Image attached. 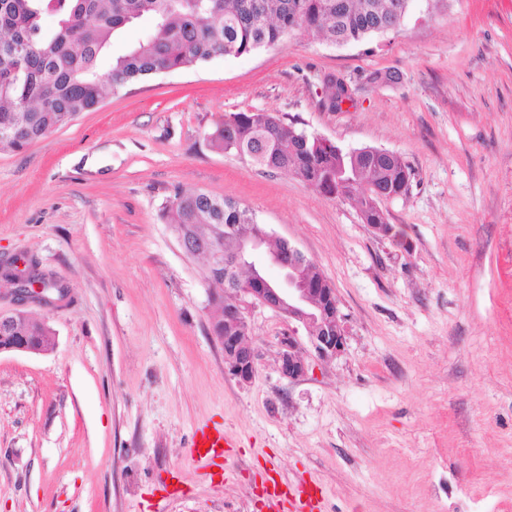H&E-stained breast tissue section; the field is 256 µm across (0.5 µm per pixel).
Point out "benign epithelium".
Segmentation results:
<instances>
[{
  "instance_id": "benign-epithelium-1",
  "label": "benign epithelium",
  "mask_w": 512,
  "mask_h": 512,
  "mask_svg": "<svg viewBox=\"0 0 512 512\" xmlns=\"http://www.w3.org/2000/svg\"><path fill=\"white\" fill-rule=\"evenodd\" d=\"M234 239V248L223 252L203 237L179 238L188 257L205 258L211 267L224 270V291L228 295L224 318L234 322L241 332L239 336L224 337L227 373L241 382L254 375L260 353L248 338L246 316L248 307L253 305L269 307L303 326L318 359L335 358L345 344L339 301L326 279L314 277V261L288 239L272 237L262 224L252 233H234ZM267 263L281 269V281L272 282L265 277L263 267ZM27 278L28 274L22 271L16 275L18 298L42 305L54 303L40 285L29 287ZM295 335L294 328L283 337L277 359L281 375L290 380L303 377L308 370L305 350L299 347Z\"/></svg>"
}]
</instances>
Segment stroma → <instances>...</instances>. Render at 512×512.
Here are the masks:
<instances>
[{
  "label": "stroma",
  "instance_id": "stroma-1",
  "mask_svg": "<svg viewBox=\"0 0 512 512\" xmlns=\"http://www.w3.org/2000/svg\"><path fill=\"white\" fill-rule=\"evenodd\" d=\"M332 77L350 91L336 109ZM242 111L401 154L390 235L353 199L213 148ZM178 187L313 259L339 300L336 358L283 377L291 326L255 305L256 372L226 374L209 287L161 217ZM17 256L65 295L22 306L0 278V311L55 335L44 354L0 352V512H266L272 464L318 482L324 512H512V0H412L395 33L296 32L112 92L0 152V267ZM213 422L242 440L224 481L190 452Z\"/></svg>",
  "mask_w": 512,
  "mask_h": 512
}]
</instances>
